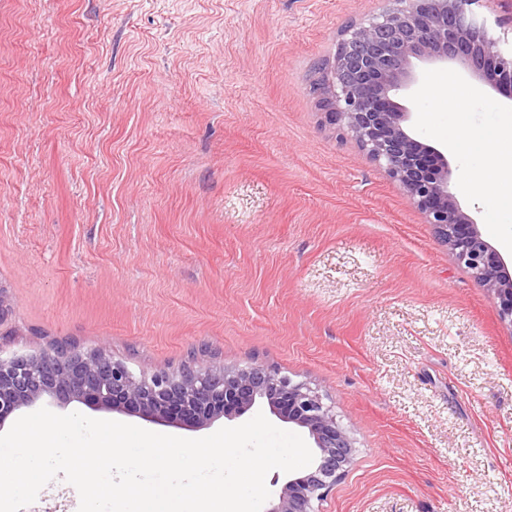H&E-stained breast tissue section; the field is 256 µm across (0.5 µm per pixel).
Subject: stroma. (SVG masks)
<instances>
[{"label": "stroma", "mask_w": 512, "mask_h": 512, "mask_svg": "<svg viewBox=\"0 0 512 512\" xmlns=\"http://www.w3.org/2000/svg\"><path fill=\"white\" fill-rule=\"evenodd\" d=\"M389 7L0 0V346L273 366L352 440L316 512H512V326L310 95ZM473 9L512 51V0Z\"/></svg>", "instance_id": "stroma-1"}]
</instances>
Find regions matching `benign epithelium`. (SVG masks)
Wrapping results in <instances>:
<instances>
[{
  "label": "benign epithelium",
  "instance_id": "obj_1",
  "mask_svg": "<svg viewBox=\"0 0 512 512\" xmlns=\"http://www.w3.org/2000/svg\"><path fill=\"white\" fill-rule=\"evenodd\" d=\"M393 2L368 23L345 27L333 59L313 79L315 108L330 124L346 128L399 183L448 251L497 299L501 321L512 327L507 261L450 191L445 155L409 130L412 113L393 99L417 84L415 59L458 63L512 98V55L498 50L471 10L474 0ZM44 397L187 427L232 421L268 406L281 421L308 430L313 464L289 476L265 512H315L313 502L341 479L353 456L349 436L318 391L263 366L188 365L146 376L99 349L55 343L37 352H6L0 345V425Z\"/></svg>",
  "mask_w": 512,
  "mask_h": 512
}]
</instances>
